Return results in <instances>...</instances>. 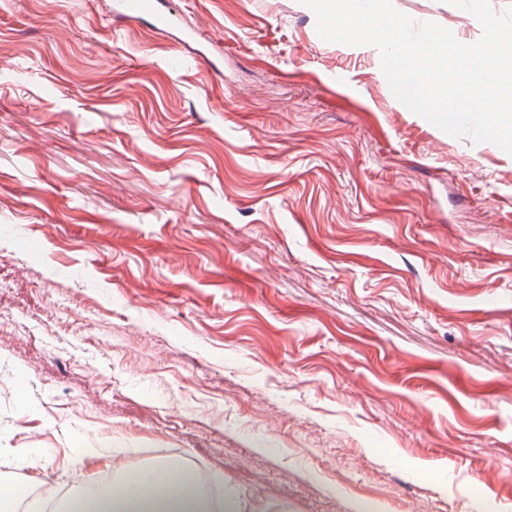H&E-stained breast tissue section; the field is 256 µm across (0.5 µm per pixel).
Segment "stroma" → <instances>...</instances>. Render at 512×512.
I'll return each instance as SVG.
<instances>
[{"instance_id": "obj_1", "label": "stroma", "mask_w": 512, "mask_h": 512, "mask_svg": "<svg viewBox=\"0 0 512 512\" xmlns=\"http://www.w3.org/2000/svg\"><path fill=\"white\" fill-rule=\"evenodd\" d=\"M174 2L190 42L0 0V482L84 491L92 448L275 512H512V155L299 0Z\"/></svg>"}]
</instances>
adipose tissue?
<instances>
[{
  "instance_id": "1",
  "label": "adipose tissue",
  "mask_w": 512,
  "mask_h": 512,
  "mask_svg": "<svg viewBox=\"0 0 512 512\" xmlns=\"http://www.w3.org/2000/svg\"><path fill=\"white\" fill-rule=\"evenodd\" d=\"M98 472L116 474L117 479L99 483L93 497L68 502V512H215L186 470L162 464L137 478L108 457L99 463Z\"/></svg>"
}]
</instances>
